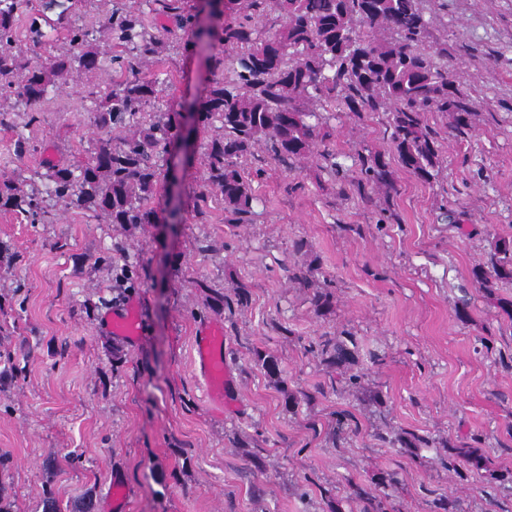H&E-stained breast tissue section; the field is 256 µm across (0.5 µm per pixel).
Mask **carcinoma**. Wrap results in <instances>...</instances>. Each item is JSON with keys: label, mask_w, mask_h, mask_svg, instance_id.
Instances as JSON below:
<instances>
[{"label": "carcinoma", "mask_w": 512, "mask_h": 512, "mask_svg": "<svg viewBox=\"0 0 512 512\" xmlns=\"http://www.w3.org/2000/svg\"><path fill=\"white\" fill-rule=\"evenodd\" d=\"M88 0H0V127L11 128V114L22 112L24 126L41 123L43 104L56 82L73 67L106 72L104 89L90 86L93 124L102 133L93 156L44 175L46 191L25 189V180L0 183V209L24 215L32 224H49L47 199L66 209L102 213L112 224H155L153 197L159 182L161 147L181 132V112L166 109L142 120L159 94L158 78L143 73L168 30L151 33L141 14L110 13L106 28L116 34L115 48L85 51L89 31L72 21ZM158 13L174 19L184 46L209 40L213 79L197 109L205 133L206 170L194 206L203 213L211 198L224 204V223L248 224L255 194L245 162L262 142L270 158L289 169L321 149L340 191L348 185L387 184L391 171L379 151L356 152L355 169L336 161V114L388 113L391 147L401 166L423 182L434 178L439 149L428 128L432 112L449 114L454 126H471L474 101L452 79L448 47L425 49L433 38L422 0H207L216 23L199 26L188 0H152ZM278 16L268 18V9ZM268 22L262 24L260 19ZM67 49L44 64L18 47L21 39L37 48L50 44L44 28ZM126 123L134 131L112 146V129ZM472 280L488 303L512 320V301L495 295L512 281V237H498L485 263L472 268ZM314 311L332 309V294L308 295ZM339 380L357 384L352 352L339 336L324 335L309 344ZM254 358L270 381L285 383L278 359L260 350ZM448 453L466 468H488L480 448L453 446ZM380 495L358 487L357 498L374 501L373 512H387V490L395 478L374 479Z\"/></svg>", "instance_id": "obj_1"}]
</instances>
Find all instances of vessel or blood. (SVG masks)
I'll return each mask as SVG.
<instances>
[{
    "instance_id": "b4317fda",
    "label": "vessel or blood",
    "mask_w": 512,
    "mask_h": 512,
    "mask_svg": "<svg viewBox=\"0 0 512 512\" xmlns=\"http://www.w3.org/2000/svg\"><path fill=\"white\" fill-rule=\"evenodd\" d=\"M112 333L136 339L142 334V321L137 302L130 301L112 309L104 317ZM193 365L207 385L209 397L217 405H224L235 389V380L224 366V336L217 324L199 326L194 337Z\"/></svg>"
}]
</instances>
